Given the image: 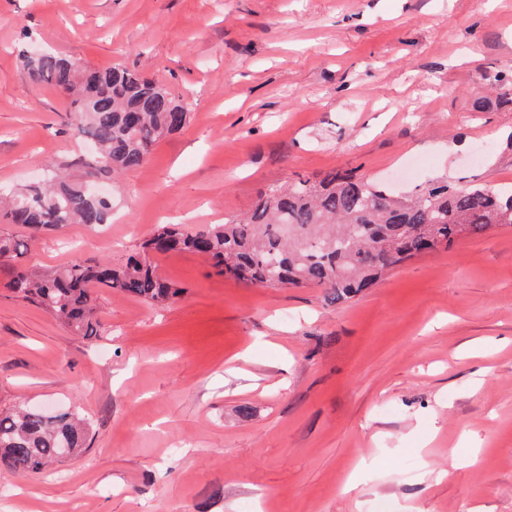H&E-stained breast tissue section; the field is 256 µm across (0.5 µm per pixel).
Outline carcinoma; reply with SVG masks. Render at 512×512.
<instances>
[{
    "instance_id": "obj_1",
    "label": "carcinoma",
    "mask_w": 512,
    "mask_h": 512,
    "mask_svg": "<svg viewBox=\"0 0 512 512\" xmlns=\"http://www.w3.org/2000/svg\"><path fill=\"white\" fill-rule=\"evenodd\" d=\"M22 63L38 82L69 97L67 126L91 141L97 153L87 176L130 169L147 162L157 141L181 130L191 103L122 65L82 67L60 55L23 50ZM95 88L87 98L84 91ZM35 238L71 224L96 228L112 219V200L92 198L82 187L41 186L14 198L6 213ZM512 224V185L457 186L437 180L402 195L387 182L352 171L332 170L285 187L260 192L244 216L222 224L187 228L165 224L144 243L143 254L125 263L75 259L54 272L13 264L7 288L46 311L80 336L98 334L93 288H111L146 302H171L182 287L163 279L149 256L184 252L201 256L220 275L243 285L318 286L342 303L371 288L401 262L450 247L465 235ZM19 241L0 237V262L22 252ZM88 429L68 411L49 418L41 406L0 411V465L19 474L47 466L85 448Z\"/></svg>"
}]
</instances>
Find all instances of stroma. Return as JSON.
I'll use <instances>...</instances> for the list:
<instances>
[{"label":"stroma","instance_id":"obj_1","mask_svg":"<svg viewBox=\"0 0 512 512\" xmlns=\"http://www.w3.org/2000/svg\"><path fill=\"white\" fill-rule=\"evenodd\" d=\"M31 44L143 70L192 108L103 175L110 224L29 240L30 268L120 264L157 225L220 224L334 169L421 158L403 190L512 183V0H0L2 197L86 180ZM152 261L182 296L96 289L94 339L0 288V409L52 402L89 429L51 475L0 469V512H512V224L340 304Z\"/></svg>","mask_w":512,"mask_h":512}]
</instances>
